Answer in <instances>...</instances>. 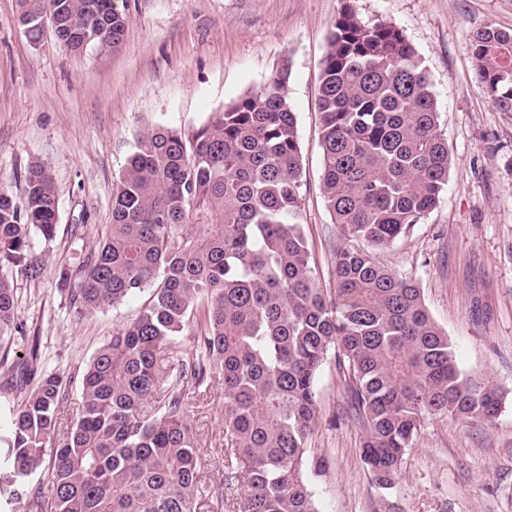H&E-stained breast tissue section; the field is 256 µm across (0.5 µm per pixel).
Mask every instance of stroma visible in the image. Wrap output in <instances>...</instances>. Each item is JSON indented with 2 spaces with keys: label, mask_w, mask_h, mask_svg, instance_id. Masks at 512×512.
<instances>
[{
  "label": "stroma",
  "mask_w": 512,
  "mask_h": 512,
  "mask_svg": "<svg viewBox=\"0 0 512 512\" xmlns=\"http://www.w3.org/2000/svg\"><path fill=\"white\" fill-rule=\"evenodd\" d=\"M366 23L397 26L428 69L452 165L438 206L376 261L411 281L444 329L461 370L502 393L494 425L428 418L401 477L378 485L361 459L364 437L348 416L336 356L317 379L319 423L308 443L319 512H512V112L498 111L477 78L468 40L494 25L512 30V0H127L116 48L71 51L44 28L31 41L19 0H0V188L22 200L25 173L47 166L58 193V235L38 283L18 279L27 340L70 377L59 428L77 419L82 372L113 331L148 300L79 317L58 275L81 225L93 249L112 221V189L148 126L191 131L288 68L307 186L305 233L323 287L342 246L320 191L318 108L330 26L344 5ZM20 343L18 355L29 345ZM190 423L201 485L224 477V389L214 386Z\"/></svg>",
  "instance_id": "1"
}]
</instances>
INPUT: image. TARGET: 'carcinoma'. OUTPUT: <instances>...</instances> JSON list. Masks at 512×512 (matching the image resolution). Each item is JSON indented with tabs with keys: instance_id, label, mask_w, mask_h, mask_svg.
<instances>
[{
	"instance_id": "obj_1",
	"label": "carcinoma",
	"mask_w": 512,
	"mask_h": 512,
	"mask_svg": "<svg viewBox=\"0 0 512 512\" xmlns=\"http://www.w3.org/2000/svg\"><path fill=\"white\" fill-rule=\"evenodd\" d=\"M39 38L44 18L80 21L92 45L117 47L125 0H21ZM493 106L512 112V33L469 39ZM288 68L259 93L184 133L141 132L112 191L105 240L63 269L60 289L90 316L151 289L147 303L81 376L80 416L57 436L63 372L15 344L17 278L41 279L58 232V193L42 164L19 206L0 190V370L9 416L0 503L28 512H197L200 463L188 421L224 385V481L238 512H318L304 461L319 414L316 384L330 351L347 372L363 462L388 486L426 417L494 423L499 390L463 373L445 331L410 281L377 265L439 203L452 160L432 84L403 30L344 8L331 27L319 95L320 190L340 236L335 288H322L304 235V172ZM44 244L34 255V240ZM191 348L183 347V337ZM50 459H45V456Z\"/></svg>"
}]
</instances>
